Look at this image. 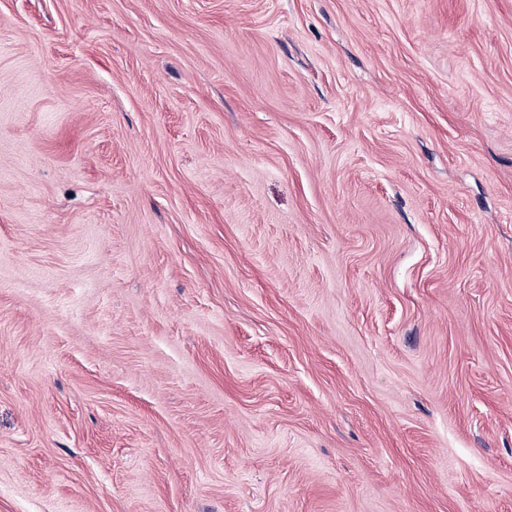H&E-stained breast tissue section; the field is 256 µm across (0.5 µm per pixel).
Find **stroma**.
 Returning <instances> with one entry per match:
<instances>
[{
	"instance_id": "35a3bbf8",
	"label": "stroma",
	"mask_w": 512,
	"mask_h": 512,
	"mask_svg": "<svg viewBox=\"0 0 512 512\" xmlns=\"http://www.w3.org/2000/svg\"><path fill=\"white\" fill-rule=\"evenodd\" d=\"M0 512H512V0H0Z\"/></svg>"
}]
</instances>
